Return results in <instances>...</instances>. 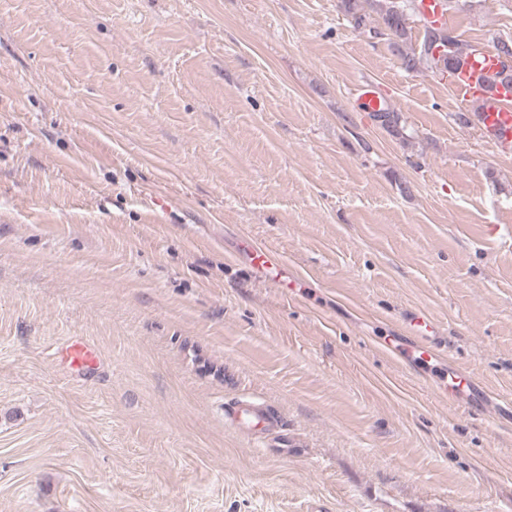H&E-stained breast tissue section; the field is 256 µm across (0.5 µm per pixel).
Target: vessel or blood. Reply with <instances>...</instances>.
<instances>
[{"instance_id":"b4317fda","label":"vessel or blood","mask_w":512,"mask_h":512,"mask_svg":"<svg viewBox=\"0 0 512 512\" xmlns=\"http://www.w3.org/2000/svg\"><path fill=\"white\" fill-rule=\"evenodd\" d=\"M418 18L427 26L447 25L444 0H420ZM449 85L461 103L478 105L473 122L484 140L499 155L511 156L512 82L503 78L502 61L493 46L485 42L471 45L468 55L452 74ZM407 329L409 338L404 346L408 356L418 360L436 357L433 341L439 328L428 313L412 314ZM55 354L75 373L85 374L98 366L96 348L79 338L62 344ZM224 419L262 447L284 448L288 445L287 438L279 434L284 425L281 416L265 404L242 398L225 402Z\"/></svg>"}]
</instances>
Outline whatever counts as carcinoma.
I'll return each instance as SVG.
<instances>
[{
    "instance_id": "1",
    "label": "carcinoma",
    "mask_w": 512,
    "mask_h": 512,
    "mask_svg": "<svg viewBox=\"0 0 512 512\" xmlns=\"http://www.w3.org/2000/svg\"><path fill=\"white\" fill-rule=\"evenodd\" d=\"M407 0H339V9L359 30H364L374 38H383L400 60L407 72L422 69L434 75H443L458 67L466 45L452 30L427 27L424 37L415 48L410 44ZM370 118L394 136L403 135L400 113L390 109L373 112Z\"/></svg>"
}]
</instances>
